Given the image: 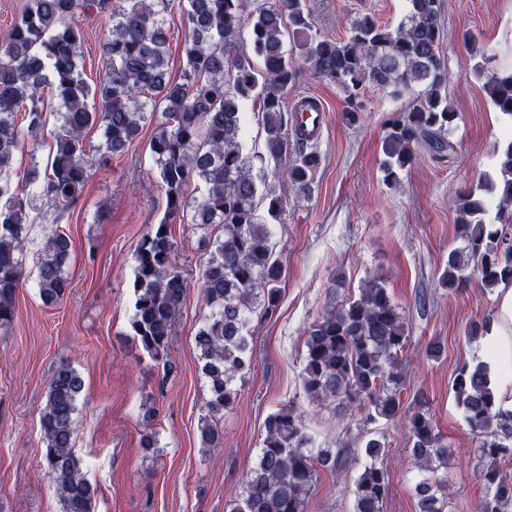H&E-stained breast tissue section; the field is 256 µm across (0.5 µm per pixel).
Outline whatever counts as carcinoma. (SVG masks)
<instances>
[{
  "mask_svg": "<svg viewBox=\"0 0 512 512\" xmlns=\"http://www.w3.org/2000/svg\"><path fill=\"white\" fill-rule=\"evenodd\" d=\"M182 12L185 66L168 72L164 13ZM109 11L104 75L91 84L83 65V32L72 24L78 12ZM304 0H29L0 35V328L14 318V296L24 277L20 252L26 239L28 192L34 187L62 215L76 205L91 177L86 134L102 130L99 166L132 147L141 123L159 112L158 131L146 145L164 187L163 216L147 225L137 244L134 279V341L155 361H166L169 336L186 295L174 263L172 224L187 212L198 229L218 228L203 238L206 258L201 288L209 313L195 344L208 383L207 415L200 433L205 445L220 440L218 422L238 396L235 381L253 365L252 320L270 319L279 309L284 269L275 256L264 207L271 221L285 210L282 196L262 189L264 166L273 178L307 197L321 157L298 139L286 99L303 69L335 83L354 100L373 86L395 96L417 92L408 109L386 123L382 162L385 181L425 153L442 158L455 150L449 134L459 114L448 98L454 76L442 53L440 0H410L395 28L364 14L345 39L308 34ZM296 35L287 50L286 34ZM50 88L60 123L49 145L45 170L31 167L14 180L17 157L37 141L46 124L44 88ZM496 109L512 118V72L492 73L485 84ZM262 102L264 151L243 152V103ZM27 114V127L16 112ZM497 175L458 194V232L463 249L448 253L439 284L465 287L473 267L478 283L494 290L512 285V139L495 153ZM260 162L255 167L254 161ZM197 183L204 191L188 196ZM69 238L50 236L37 264L44 303L61 301L69 288ZM408 344L405 318L377 279L356 298L325 310L306 337L302 385L311 400L333 398L347 409H368L370 423L400 421L412 443L420 472L414 490L419 512H444L447 480L437 476L448 449L428 410L402 405L401 361ZM486 365L462 364L452 390L471 431L481 440V476L488 495L478 512H503L512 502V479L501 462L512 459V410L499 405ZM81 376L68 365L49 378L39 416L44 473L54 485L62 512H92L95 490L74 452ZM364 453L370 465L353 490V512H383L390 472L382 459L385 442L371 438ZM338 455L313 448L291 405L272 413L258 461L246 475L230 512H307L318 471L334 470Z\"/></svg>",
  "mask_w": 512,
  "mask_h": 512,
  "instance_id": "obj_1",
  "label": "carcinoma"
}]
</instances>
